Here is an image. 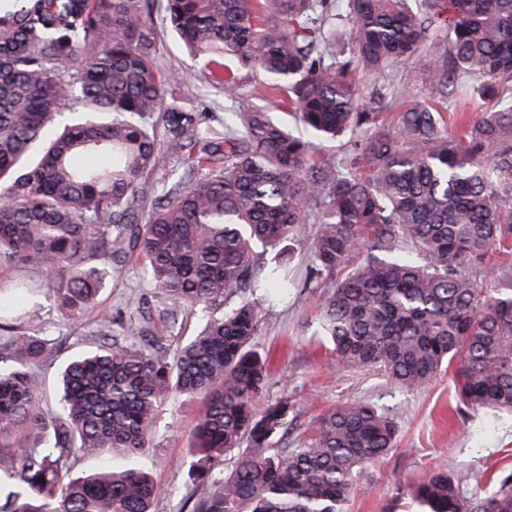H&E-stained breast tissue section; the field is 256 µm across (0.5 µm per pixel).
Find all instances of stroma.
<instances>
[{
  "instance_id": "stroma-1",
  "label": "stroma",
  "mask_w": 512,
  "mask_h": 512,
  "mask_svg": "<svg viewBox=\"0 0 512 512\" xmlns=\"http://www.w3.org/2000/svg\"><path fill=\"white\" fill-rule=\"evenodd\" d=\"M163 16L162 9L153 8L152 19L159 33L157 61L170 89L186 104L221 114L247 98L277 111V102L267 95L258 72L240 71L231 90L207 84ZM306 264L300 254L289 263L293 284L284 299L266 305L255 343L269 361L266 400L288 396L295 404L289 429L278 440V447L303 445L312 435L314 422L341 404L368 401L396 415L400 422L398 448L366 471L348 512H414L407 484L437 467L469 472L475 485L484 490L492 489L501 474L512 472V415H499L495 431L484 433L488 413L454 403V368L406 392L381 369L362 371L337 362L320 334L321 291L304 285ZM99 301L116 317L112 334L117 337L122 324L136 319L155 297L132 265L108 279ZM22 315L32 318L34 328L47 332L52 341L42 371L44 399L55 404L60 369L71 356L95 345L98 316L89 311L81 319H71L50 297L41 299L37 307L24 308ZM201 408L200 400L173 395L159 417L149 448L136 459L159 487L153 512H186L188 443Z\"/></svg>"
}]
</instances>
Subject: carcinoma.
Returning a JSON list of instances; mask_svg holds the SVG:
<instances>
[{
    "label": "carcinoma",
    "instance_id": "cac0c4a2",
    "mask_svg": "<svg viewBox=\"0 0 512 512\" xmlns=\"http://www.w3.org/2000/svg\"><path fill=\"white\" fill-rule=\"evenodd\" d=\"M418 2L163 0L211 81L233 88L238 70L261 71L300 137L252 101L209 118L169 93L150 0H0V512H153L147 471L74 477L69 459L138 457L174 393L203 403L189 512H347L399 423L351 402L307 444L273 453L294 406H260L262 303L243 294L287 291L297 250L307 285L333 281L321 330L341 363L413 390L456 360L459 403L512 413V268L484 265L512 251V0ZM436 33L447 46L426 82L445 99L479 77L483 117H458L453 135L448 113L427 106L384 123L401 92L373 89ZM167 166L180 177L160 186ZM259 244L273 263L257 262ZM132 263L165 307L122 325V341L100 312V344L67 363L46 411L48 339L17 309L45 290L79 319ZM187 307L205 325L170 361L155 320L174 327ZM468 480L437 468L408 492L419 512H512V473L484 494L465 495Z\"/></svg>",
    "mask_w": 512,
    "mask_h": 512
}]
</instances>
